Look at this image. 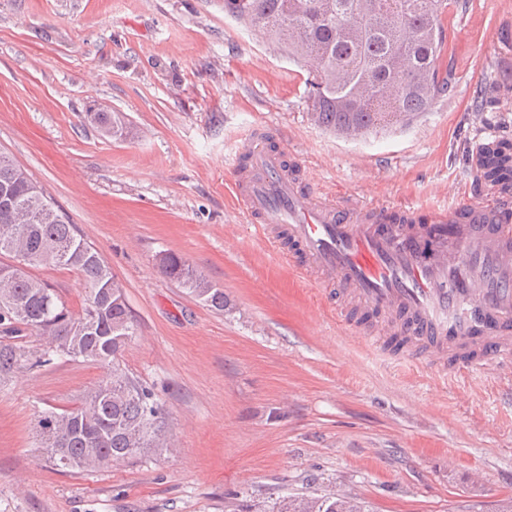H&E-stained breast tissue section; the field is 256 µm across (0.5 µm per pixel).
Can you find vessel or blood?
Here are the masks:
<instances>
[{"label": "vessel or blood", "mask_w": 512, "mask_h": 512, "mask_svg": "<svg viewBox=\"0 0 512 512\" xmlns=\"http://www.w3.org/2000/svg\"><path fill=\"white\" fill-rule=\"evenodd\" d=\"M232 185L244 212L270 243L287 235L286 261L336 287L374 317L364 339L398 354L480 371L512 361V210L457 203L421 218L414 208L325 203L290 171L286 153L254 126L238 144Z\"/></svg>", "instance_id": "b4317fda"}]
</instances>
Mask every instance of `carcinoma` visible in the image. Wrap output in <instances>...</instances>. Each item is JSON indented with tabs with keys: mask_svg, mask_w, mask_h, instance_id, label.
Wrapping results in <instances>:
<instances>
[{
	"mask_svg": "<svg viewBox=\"0 0 512 512\" xmlns=\"http://www.w3.org/2000/svg\"><path fill=\"white\" fill-rule=\"evenodd\" d=\"M224 0V12L274 37L298 60L311 64L309 109L315 123L344 136L400 124L451 88L442 63L446 0ZM87 121L104 138L128 134L124 116L99 110ZM481 176L512 188V142L487 146ZM0 255L25 264L76 272L85 302L74 315L47 282L0 264V331H31L47 341L33 354L0 342V378L31 371L57 359L93 360L112 367L80 403L46 411L37 428L48 463L58 471L89 470L134 461L172 447L166 416L154 389L120 364L135 335L123 286L104 257L83 237L45 191L13 159L0 152ZM159 272L206 306L223 311L224 289L182 257L167 253ZM272 512H361L334 493L288 495Z\"/></svg>",
	"mask_w": 512,
	"mask_h": 512,
	"instance_id": "cac0c4a2",
	"label": "carcinoma"
}]
</instances>
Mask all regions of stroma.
Listing matches in <instances>:
<instances>
[{"label": "stroma", "instance_id": "35a3bbf8", "mask_svg": "<svg viewBox=\"0 0 512 512\" xmlns=\"http://www.w3.org/2000/svg\"><path fill=\"white\" fill-rule=\"evenodd\" d=\"M452 89L353 137L314 123L306 64L224 13V0H0V151L39 182L125 287L120 360L154 388L172 451L60 472L42 412L107 374L59 360L0 380V512H263L335 492L365 512H499L512 500V369L439 372L370 346L296 276L235 203L231 164L266 126L303 183L340 202L422 209L512 190L485 144L512 141V0L449 4ZM123 113L129 134L85 119ZM191 263L212 310L159 273ZM480 167L486 182L512 188V142L487 146L482 152ZM159 272L176 281L181 288L206 306L216 310L224 311L227 301H224V291L217 288L204 275L197 271L187 260L182 257L167 253L159 259Z\"/></svg>", "mask_w": 512, "mask_h": 512}]
</instances>
